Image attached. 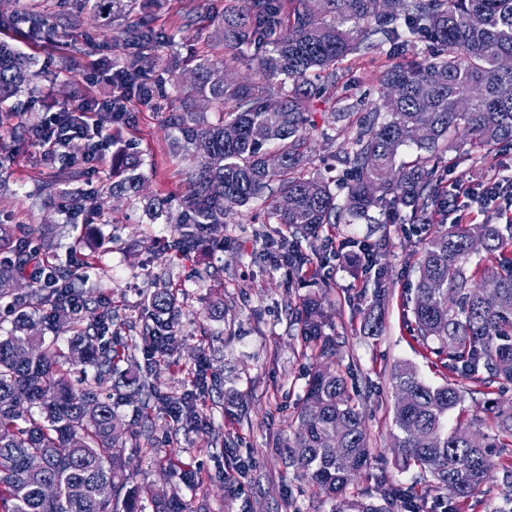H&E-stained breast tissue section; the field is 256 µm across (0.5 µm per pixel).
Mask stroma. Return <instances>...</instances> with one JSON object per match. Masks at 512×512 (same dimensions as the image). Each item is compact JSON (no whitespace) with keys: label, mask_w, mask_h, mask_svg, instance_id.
<instances>
[{"label":"stroma","mask_w":512,"mask_h":512,"mask_svg":"<svg viewBox=\"0 0 512 512\" xmlns=\"http://www.w3.org/2000/svg\"><path fill=\"white\" fill-rule=\"evenodd\" d=\"M183 2L151 4L156 28L172 37L163 53L179 59L182 74H189L195 55L204 53L238 81L264 85L255 63L230 61L223 44L211 36L209 14L237 0H195L198 18L182 33L178 27ZM81 29L88 39L68 58L56 45L69 43L70 38L59 32L47 40L29 41L0 28V40L35 60L44 72L42 85L52 88L54 103L78 98L90 88L107 97L110 86L100 76L110 34L87 15ZM388 63L382 50L348 57L337 64L333 87L312 98L304 127L308 172L329 171L343 178L344 150L355 135L357 118L381 103L380 77ZM147 81L162 83L163 94L147 103L131 100L128 123L112 132L113 149L138 154L144 194L175 205L188 191L192 167L190 159L173 149L165 125L167 112L180 104L181 93L164 67H156ZM54 174V168L41 162L33 139L0 138V178L8 183L7 190L0 191V224L58 225L59 234L50 247L58 264L69 259L73 237L91 228L99 238L101 265L89 269L78 290L79 314L91 318L99 301H110L113 344L135 348L133 360L122 363L120 374L109 382L124 396L116 412L129 430L123 453L131 459L134 483L178 490L197 512H328L315 488L296 477L286 460L296 428L295 407L304 395L312 363L290 308L308 296L321 299L330 316L328 332L338 344L339 367L354 375L365 399L373 460L350 485V493L370 492L382 475L405 487L413 483L416 469L395 464L390 372L395 363L407 361L427 382L445 381L434 356L410 334L407 322L418 253L436 226L453 222L454 213L436 214L426 226L361 220L324 228L323 238L335 245L352 237L384 240L379 261L387 269L388 296L381 308L385 329L382 335L369 336L363 320L374 291L373 272L343 255L328 258L321 273L310 266L292 273L265 261V243L276 231L261 206L235 208L224 226L223 246L203 244L169 263L164 254L175 235L174 225L150 220L132 201L108 198L101 217L92 221L83 215L65 220L52 204L31 207L27 192L53 181ZM509 174L512 149L507 147L465 160L451 151L443 165L449 183L460 178L478 185L487 177ZM161 286L175 292L176 342L149 359L143 334L147 297ZM200 365L205 368L198 403L201 419L174 420L167 403L195 391L193 373ZM145 379L153 382L156 392L148 421L142 418L136 392ZM459 385L473 397L463 410L449 414V426L463 422L477 435H494L491 403L512 399V385L500 392L473 377ZM493 461L483 494L457 502L455 512H512V489L502 484L504 469H512V447L496 449ZM231 482L242 486V494L228 496Z\"/></svg>","instance_id":"1"}]
</instances>
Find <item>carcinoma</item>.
<instances>
[{
	"instance_id": "cac0c4a2",
	"label": "carcinoma",
	"mask_w": 512,
	"mask_h": 512,
	"mask_svg": "<svg viewBox=\"0 0 512 512\" xmlns=\"http://www.w3.org/2000/svg\"><path fill=\"white\" fill-rule=\"evenodd\" d=\"M51 12L32 10L0 17V26L23 36L54 24L68 33L80 29L89 14L110 29L130 11V0H77ZM241 9L213 20V36L235 60L257 63L276 91L230 81L206 54L195 57L188 96L221 113L207 120L198 105L169 110L166 127L179 133L174 143L193 152L196 165L181 210L140 196L141 160L120 155L112 171L128 172L93 194L76 188L66 193L69 210L98 209L103 196L133 198L153 218L177 225L169 249L183 254L199 239L224 242V224L236 206L266 208L284 226L283 256L299 271L312 258L302 242L317 241L328 224L369 217L376 210L382 224H399L410 210L415 224H429L448 209L451 193L443 186L439 164L451 150L465 146L486 154L512 145V69L499 66L512 56V0H387L376 12L372 0H244ZM113 39L139 51L122 58L121 72L143 100L152 92L137 83L148 66L161 62L163 42L144 23L117 27ZM430 41L439 49L425 57L410 47ZM389 46L397 61L383 73L389 93L381 106L357 119V132L345 152L352 177L343 203L332 184L304 173L303 126L313 93L311 77L334 75L336 62ZM32 57L0 41V104L31 89L38 73ZM472 98L468 111L458 99ZM278 108H269L272 98ZM415 146L417 157L399 160ZM54 233L50 224H0V298L4 289L26 277L34 264L31 248L42 250ZM482 243L485 265L472 268V241ZM72 250L82 262L53 266L54 286L14 296L12 329L0 336V512H144L142 496L153 512H192L176 493L158 494L128 485L130 459L112 396L102 386L126 353L102 337L112 326V306L103 304L90 321L73 318L67 350L45 336L67 317L71 287L98 262L94 238L81 236ZM410 327L413 336L450 375L484 374L482 382L512 383V223L457 222L424 242L417 263ZM493 283V292L474 287L477 276ZM386 295V271L375 270L373 306ZM174 296L154 291L148 303L145 334L173 333L168 318ZM43 328L32 332V314ZM327 315L316 298L295 309L300 336L316 350L288 444V465L331 504L330 512H394L397 502L409 508L415 488L381 485L374 497H350L346 490L372 460L363 412L364 398L349 386L342 371L329 365L336 339L325 332ZM78 362L93 369L85 386L75 390L70 368ZM393 418L397 462L432 477L430 488L457 500L480 492L493 467L490 448L474 440L469 428L448 429V414L464 401L458 384L433 385L409 362L393 366ZM499 447L512 443V400L494 413Z\"/></svg>"
}]
</instances>
